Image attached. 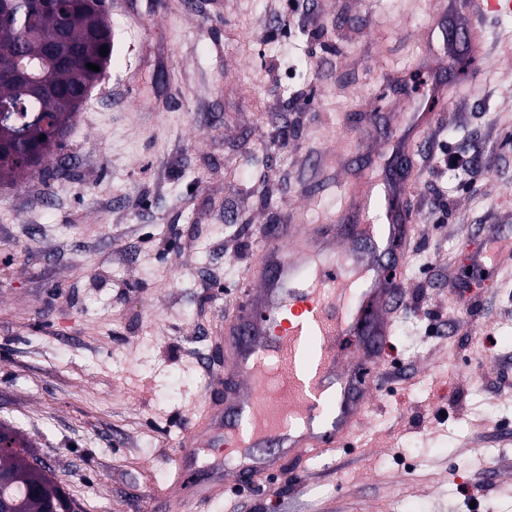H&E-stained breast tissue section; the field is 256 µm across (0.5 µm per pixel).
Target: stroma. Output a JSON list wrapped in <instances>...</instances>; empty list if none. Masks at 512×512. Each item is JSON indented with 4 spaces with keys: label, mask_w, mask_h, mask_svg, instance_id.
<instances>
[{
    "label": "stroma",
    "mask_w": 512,
    "mask_h": 512,
    "mask_svg": "<svg viewBox=\"0 0 512 512\" xmlns=\"http://www.w3.org/2000/svg\"><path fill=\"white\" fill-rule=\"evenodd\" d=\"M480 2L107 0L70 181L0 185V423L74 512H154L262 232L383 193L416 70L448 99L412 158L388 387L351 447L207 512H512V274L468 268L484 223L512 238V12Z\"/></svg>",
    "instance_id": "35a3bbf8"
}]
</instances>
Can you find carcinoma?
I'll return each instance as SVG.
<instances>
[{
    "instance_id": "cac0c4a2",
    "label": "carcinoma",
    "mask_w": 512,
    "mask_h": 512,
    "mask_svg": "<svg viewBox=\"0 0 512 512\" xmlns=\"http://www.w3.org/2000/svg\"><path fill=\"white\" fill-rule=\"evenodd\" d=\"M105 0H49L35 10L31 0H0V47L15 51L14 63L28 70L30 86L0 76V105L9 112L0 117V183L26 173L51 181L70 178L71 169L61 151L75 116L88 92L104 79L106 67L93 71L86 64L111 61L112 29ZM64 41L73 56L66 67L47 59L48 46ZM106 47V55L99 50ZM0 501L12 512H72L65 493L50 471L16 429L0 424Z\"/></svg>"
}]
</instances>
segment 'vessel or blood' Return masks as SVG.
<instances>
[{"label":"vessel or blood","mask_w":512,"mask_h":512,"mask_svg":"<svg viewBox=\"0 0 512 512\" xmlns=\"http://www.w3.org/2000/svg\"><path fill=\"white\" fill-rule=\"evenodd\" d=\"M408 185L391 184L376 224H284L243 272L244 301L224 328V354L174 455L168 512L202 508L288 462L345 446L402 305ZM512 262L499 240L473 255L482 268Z\"/></svg>","instance_id":"vessel-or-blood-1"}]
</instances>
